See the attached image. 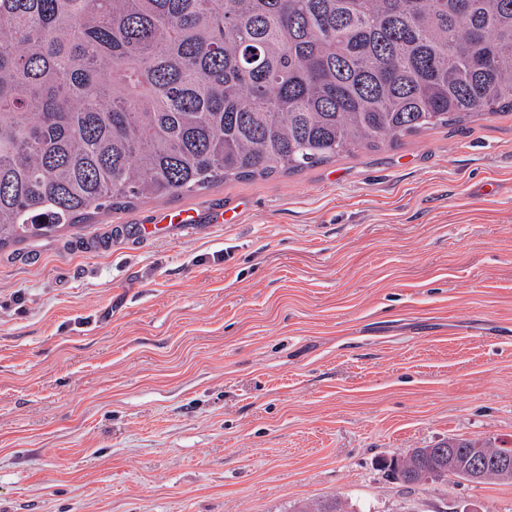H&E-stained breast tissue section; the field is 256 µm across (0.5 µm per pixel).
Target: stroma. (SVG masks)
Listing matches in <instances>:
<instances>
[{
	"mask_svg": "<svg viewBox=\"0 0 512 512\" xmlns=\"http://www.w3.org/2000/svg\"><path fill=\"white\" fill-rule=\"evenodd\" d=\"M451 437L512 438V114L0 249V512H512L382 465Z\"/></svg>",
	"mask_w": 512,
	"mask_h": 512,
	"instance_id": "obj_1",
	"label": "stroma"
}]
</instances>
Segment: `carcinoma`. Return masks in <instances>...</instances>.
<instances>
[{
    "mask_svg": "<svg viewBox=\"0 0 512 512\" xmlns=\"http://www.w3.org/2000/svg\"><path fill=\"white\" fill-rule=\"evenodd\" d=\"M505 108L512 0H0V248Z\"/></svg>",
    "mask_w": 512,
    "mask_h": 512,
    "instance_id": "1",
    "label": "carcinoma"
}]
</instances>
